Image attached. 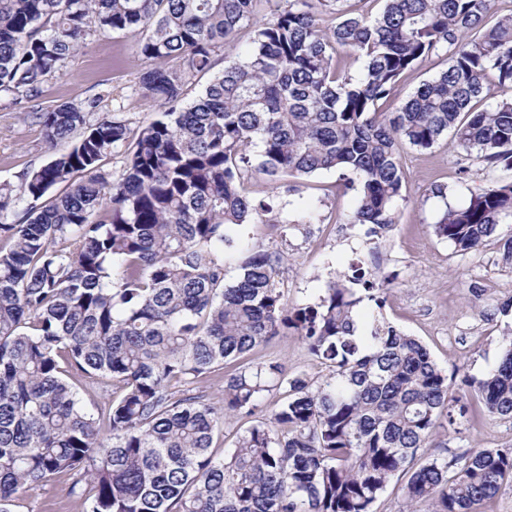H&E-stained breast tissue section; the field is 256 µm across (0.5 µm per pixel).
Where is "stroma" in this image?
Segmentation results:
<instances>
[{"instance_id":"1","label":"stroma","mask_w":512,"mask_h":512,"mask_svg":"<svg viewBox=\"0 0 512 512\" xmlns=\"http://www.w3.org/2000/svg\"><path fill=\"white\" fill-rule=\"evenodd\" d=\"M138 31L100 36L70 63L64 75L46 87L45 104L79 102L103 95L102 115L138 128L157 116L158 104L140 88L143 69L136 55ZM447 66L444 53L429 56L399 79L380 109L393 112L425 80ZM406 188L395 206L397 221L386 236L369 225L350 223L357 205L355 190L345 188L337 171L288 180L258 174L248 184L252 197L273 198L280 218L275 224L236 228L225 247L224 277L233 281L241 261L252 250L279 255L284 273L280 290L288 306L316 304L327 282L343 276L351 265L390 276L385 317L416 336L447 373L482 378L500 357L505 337L512 336V262L504 260L502 237L487 239L476 251L462 254L436 236L433 226L447 205H457L471 192L495 182L512 181V169L493 170L463 152L439 145L419 150L399 147ZM49 158L39 126L17 113L0 112V181H15L22 169ZM447 188V198L433 195L434 185ZM248 366L278 363L289 375L321 381L329 372L296 336H277L242 359ZM435 456L448 457L471 448H512V420L468 410L455 428L442 433ZM68 480L23 497L17 512H83L68 493Z\"/></svg>"}]
</instances>
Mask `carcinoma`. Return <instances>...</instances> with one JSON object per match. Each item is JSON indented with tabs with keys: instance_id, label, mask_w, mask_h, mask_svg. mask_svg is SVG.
I'll use <instances>...</instances> for the list:
<instances>
[{
	"instance_id": "1",
	"label": "carcinoma",
	"mask_w": 512,
	"mask_h": 512,
	"mask_svg": "<svg viewBox=\"0 0 512 512\" xmlns=\"http://www.w3.org/2000/svg\"><path fill=\"white\" fill-rule=\"evenodd\" d=\"M259 2L0 0V109L38 125L52 150L0 183V512L58 477L84 512H373L396 476L408 512H478L512 482L511 449L418 460L466 415L469 394L512 419V339L460 394L383 316L390 277L356 266L290 311L279 256L251 253L230 285L219 262L230 229L270 223L272 201L244 192L255 173L340 170L358 195L350 222L382 236L405 185L399 143L448 138L489 169L512 168V14L488 26L492 0H384L375 17L352 0H266L257 23ZM323 2L340 18L327 31ZM252 22L243 58L185 101ZM128 30L145 33L139 84L159 118L136 130L94 120L99 96L43 105L92 38ZM339 49L361 63L358 77L338 68ZM439 51L447 68L379 111ZM119 152L114 182L105 166ZM511 223L512 182L495 183L447 208L434 232L466 254ZM366 299L376 309L360 322ZM281 333L331 373L313 387L279 364L240 368L217 404L175 392ZM95 377L111 393L91 410L75 379ZM272 385L278 409L214 457L224 419L255 415Z\"/></svg>"
}]
</instances>
